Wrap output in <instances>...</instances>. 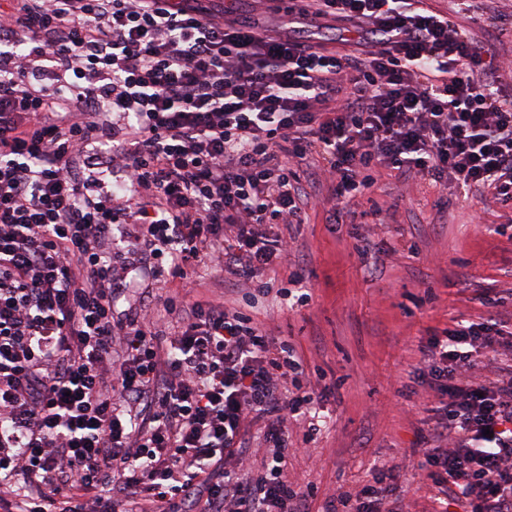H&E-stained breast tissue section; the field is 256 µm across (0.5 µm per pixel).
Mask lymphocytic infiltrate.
Masks as SVG:
<instances>
[{
    "label": "lymphocytic infiltrate",
    "mask_w": 512,
    "mask_h": 512,
    "mask_svg": "<svg viewBox=\"0 0 512 512\" xmlns=\"http://www.w3.org/2000/svg\"><path fill=\"white\" fill-rule=\"evenodd\" d=\"M321 19L342 49L206 0H0V512H305L301 357L215 299L115 325L137 269L102 241L264 297L294 244L274 226L307 218L308 160L338 217L382 168L512 203L492 40L424 0H301L292 21ZM102 157L123 192L97 193ZM498 334L454 317L422 356L437 404L417 467L470 512H512V370L483 377ZM326 512L392 510L365 486Z\"/></svg>",
    "instance_id": "1"
}]
</instances>
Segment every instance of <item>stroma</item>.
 <instances>
[{"mask_svg": "<svg viewBox=\"0 0 512 512\" xmlns=\"http://www.w3.org/2000/svg\"><path fill=\"white\" fill-rule=\"evenodd\" d=\"M212 8L228 19L288 26L285 0H214ZM309 192L308 221L294 226L297 248L284 266L302 275L309 305L292 311L272 294L249 308L256 323L293 344L321 394L320 429L306 453L289 458L288 477L312 490L308 512H324L334 489L387 490L377 469L395 466L406 512H433L436 490L411 455L434 423L435 402L416 366L449 317L512 322V209L424 179L402 183L384 169L373 197L352 207L382 209L386 226L371 237L358 223L330 232L331 183ZM188 280L195 293L247 308L222 272L201 267ZM408 385L416 395L404 396Z\"/></svg>", "mask_w": 512, "mask_h": 512, "instance_id": "35a3bbf8", "label": "stroma"}]
</instances>
